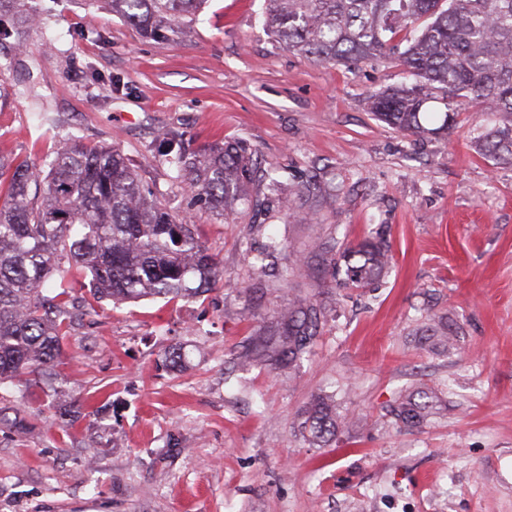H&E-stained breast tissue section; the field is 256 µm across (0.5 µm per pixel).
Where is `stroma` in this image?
I'll use <instances>...</instances> for the list:
<instances>
[{
	"instance_id": "1",
	"label": "stroma",
	"mask_w": 512,
	"mask_h": 512,
	"mask_svg": "<svg viewBox=\"0 0 512 512\" xmlns=\"http://www.w3.org/2000/svg\"><path fill=\"white\" fill-rule=\"evenodd\" d=\"M262 4L209 0L158 42L91 0H24L39 23L0 43V156L43 167L71 139L112 146L222 270L194 298L132 303L73 275L66 359L38 386L0 384V512H512V163L473 147L468 117L426 139L375 120L366 100L399 67L290 52ZM168 131L194 150L246 141L251 206L199 209L157 153ZM330 180L339 200L304 195ZM273 237L284 283L254 265ZM379 237L390 267L365 288L318 254ZM305 296L324 315L310 354L240 367ZM173 346L183 371L162 361ZM408 392L428 398L423 427L387 414ZM325 396L340 424L316 442L303 412Z\"/></svg>"
}]
</instances>
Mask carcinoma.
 Listing matches in <instances>:
<instances>
[{
	"label": "carcinoma",
	"mask_w": 512,
	"mask_h": 512,
	"mask_svg": "<svg viewBox=\"0 0 512 512\" xmlns=\"http://www.w3.org/2000/svg\"><path fill=\"white\" fill-rule=\"evenodd\" d=\"M207 0H106L112 15L135 23L154 40L170 41L190 27ZM264 26L286 48L324 62L355 65L392 57L410 83L368 97L369 111L397 131L446 136L460 111L474 106L495 118L473 128L479 151L512 160V0H263ZM22 27L4 22L0 41L19 44ZM167 161L201 207L228 215L249 201L257 159L243 141L189 152L163 142ZM9 173L0 205V383L61 362L67 340L71 263L91 276L98 300L136 301L148 295L194 296L217 281V259L194 236L188 217L172 214L146 192L121 152L72 142L49 169L0 158ZM389 246L366 240L340 255L344 283L371 285L389 266ZM56 291L48 303L42 290ZM323 314L306 298L288 302L271 333L258 332L239 353L242 364L276 370L309 352ZM165 362L185 368L181 347ZM397 423L423 425L429 406L402 395ZM311 438L336 436V409L315 399L306 412Z\"/></svg>",
	"instance_id": "carcinoma-1"
}]
</instances>
